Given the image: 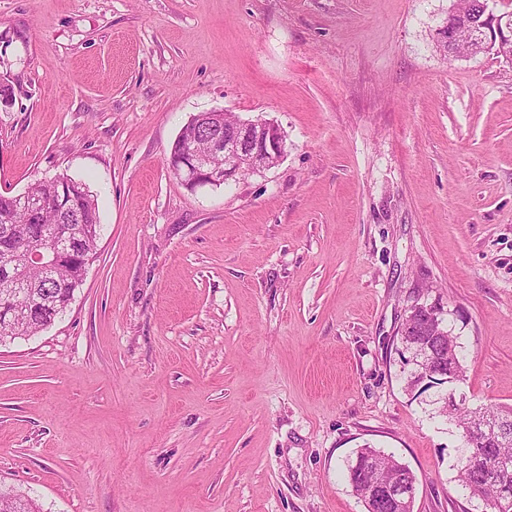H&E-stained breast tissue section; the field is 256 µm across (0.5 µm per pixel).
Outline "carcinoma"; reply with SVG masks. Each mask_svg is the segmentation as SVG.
Segmentation results:
<instances>
[{
	"label": "carcinoma",
	"mask_w": 512,
	"mask_h": 512,
	"mask_svg": "<svg viewBox=\"0 0 512 512\" xmlns=\"http://www.w3.org/2000/svg\"><path fill=\"white\" fill-rule=\"evenodd\" d=\"M468 38L467 31L459 27L453 39L455 51L450 53L445 46L440 47L439 51L445 56H463ZM63 183L69 184L70 190V202L65 207L53 202L58 187ZM5 212L12 215V223H0V245L9 243L21 246L37 237L43 228L56 224H71L79 228L82 235L75 246L76 253L60 258L51 271H46L36 263L21 267L31 291L41 295L43 303L40 310L34 312L28 306L25 294L14 296L16 331L8 335L0 333V344L39 333L64 313L75 290L83 284L85 260L96 255L100 227L94 195L86 184L67 174L40 180L19 195H0V214ZM405 324L408 325L409 335L424 343L432 345L444 339L448 345V365L459 377H464L462 343L459 336L444 325V321L429 323L420 316L419 310L414 309ZM442 413L454 419L463 443V453L456 465V481L468 491L471 498L482 501L492 512H512V498H501V487L506 483L512 487V474H496V459L500 456L512 458V407L483 411L487 423H500L510 428L511 432L495 447L488 449L481 459L470 455V448L476 445L473 411L461 404L453 409L445 406ZM346 471L353 493L364 501L367 500L369 482L374 479L411 487L416 484L414 473L394 454L371 446L357 450L355 457L348 461ZM0 512H40V508L20 491L0 489Z\"/></svg>",
	"instance_id": "carcinoma-1"
}]
</instances>
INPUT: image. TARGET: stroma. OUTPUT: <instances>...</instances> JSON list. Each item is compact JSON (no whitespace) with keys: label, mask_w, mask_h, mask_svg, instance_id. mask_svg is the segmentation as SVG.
Listing matches in <instances>:
<instances>
[{"label":"stroma","mask_w":512,"mask_h":512,"mask_svg":"<svg viewBox=\"0 0 512 512\" xmlns=\"http://www.w3.org/2000/svg\"><path fill=\"white\" fill-rule=\"evenodd\" d=\"M454 0H0V194L64 173L97 254L0 345V486L44 512H365L370 445L413 512H483L400 329L435 306L471 409L512 406V62L444 57ZM275 121L273 167L187 189L193 115ZM346 471L353 493L365 502L367 512L369 511L367 509L368 502L365 492L369 482L373 479L405 484L384 485L378 482L370 484L371 496L374 500L378 501V504H381L382 500L388 499L401 501L406 499L410 501L415 492L413 488L406 486L413 487L416 484V477L409 467L402 463L394 454L385 453L371 446L357 450L355 457L348 461ZM413 500L414 497L408 504L406 502L401 503L388 500L378 510L381 512H412Z\"/></svg>","instance_id":"35a3bbf8"}]
</instances>
